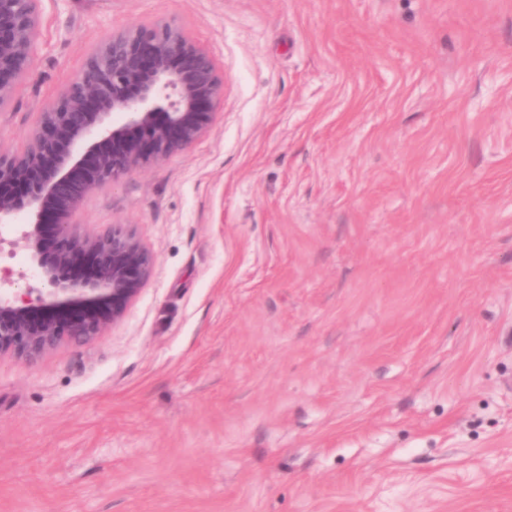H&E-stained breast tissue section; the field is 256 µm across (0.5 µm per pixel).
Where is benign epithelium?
<instances>
[{"mask_svg":"<svg viewBox=\"0 0 512 512\" xmlns=\"http://www.w3.org/2000/svg\"><path fill=\"white\" fill-rule=\"evenodd\" d=\"M38 27V0H0V107L31 72ZM223 97L212 57L177 26L129 28L88 56L41 113L24 152L0 148V224L24 222L16 238L0 236V246L23 252L30 272L0 289V357L35 362L123 319L153 257L131 233L91 234L74 214L94 190L192 146ZM88 258L92 278L68 275Z\"/></svg>","mask_w":512,"mask_h":512,"instance_id":"benign-epithelium-1","label":"benign epithelium"}]
</instances>
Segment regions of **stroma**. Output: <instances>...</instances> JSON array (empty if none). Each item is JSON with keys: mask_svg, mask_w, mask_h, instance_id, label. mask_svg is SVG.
I'll list each match as a JSON object with an SVG mask.
<instances>
[{"mask_svg": "<svg viewBox=\"0 0 512 512\" xmlns=\"http://www.w3.org/2000/svg\"><path fill=\"white\" fill-rule=\"evenodd\" d=\"M23 152L113 32L224 75L207 133L96 191L154 271L0 358V512H512V0H40Z\"/></svg>", "mask_w": 512, "mask_h": 512, "instance_id": "obj_1", "label": "stroma"}]
</instances>
